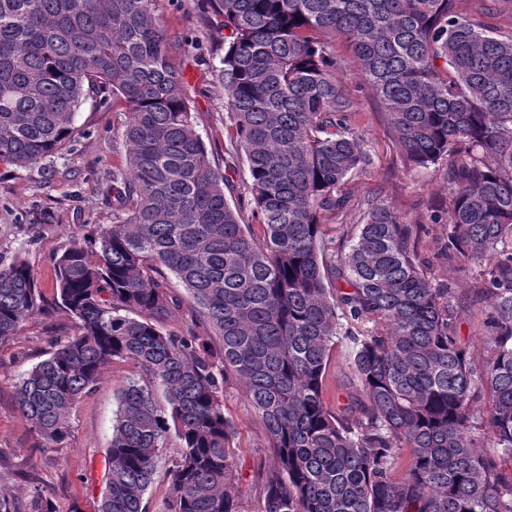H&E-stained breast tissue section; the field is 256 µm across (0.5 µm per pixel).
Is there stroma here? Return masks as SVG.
<instances>
[{
	"mask_svg": "<svg viewBox=\"0 0 512 512\" xmlns=\"http://www.w3.org/2000/svg\"><path fill=\"white\" fill-rule=\"evenodd\" d=\"M157 22L163 31L172 66L191 100L196 130L216 164L224 162L228 129L224 122V88L215 68L224 55V33L203 20L195 0H157ZM342 80L356 103L351 121L365 137L374 160L371 172L346 187L349 202L334 223L324 225L326 239L336 249L349 244L369 197H380L414 224L423 225L418 252L429 260L434 282L451 284L463 303L456 333L476 360L487 356L484 306L477 295L475 264L459 258L441 262L446 227L433 216L448 199L444 166L427 170L405 166L402 153L377 101L365 91L351 69ZM124 102H87L74 119L70 142L51 161L19 168L0 161V259L21 257L29 262L46 298L56 288L55 260L74 242L112 222V173L127 170L128 148L123 139ZM75 322L62 308L50 318L26 321L13 340L0 345V496L26 502L33 488H42L59 512H95L104 489L107 450L119 390L137 375L127 361L110 363L92 393L71 416V435L56 447L38 444L14 403L15 386L37 362L46 358L55 338L73 335ZM224 412L237 431L243 512H258L261 487L259 461H270L265 431L257 422L244 389L232 383L224 395Z\"/></svg>",
	"mask_w": 512,
	"mask_h": 512,
	"instance_id": "obj_1",
	"label": "stroma"
}]
</instances>
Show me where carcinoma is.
<instances>
[{
    "label": "carcinoma",
    "instance_id": "cac0c4a2",
    "mask_svg": "<svg viewBox=\"0 0 512 512\" xmlns=\"http://www.w3.org/2000/svg\"><path fill=\"white\" fill-rule=\"evenodd\" d=\"M154 2L0 0L1 159L53 157L89 100L110 94L128 113L112 224L56 259V298H44L26 260H0V344L55 306L77 325L16 386L35 439L65 442L103 369L129 361L138 377L117 396L97 512H146L172 431L165 512H242L224 414L233 379L273 457L257 472L259 512H512V32L497 24L502 0H477L469 16L457 0H199L224 28V167L242 163L249 176L234 204ZM339 39L406 164L448 162L435 223L447 226L446 260L479 266L490 328L481 363L456 335L459 299L424 271L421 227L373 197L346 249L324 236L345 184L373 166L350 122ZM331 278L346 288L332 290ZM184 304L209 332L163 329ZM338 346L355 393L335 412L322 391ZM483 391L490 450L475 435ZM29 512L58 510L37 489Z\"/></svg>",
    "mask_w": 512,
    "mask_h": 512
}]
</instances>
